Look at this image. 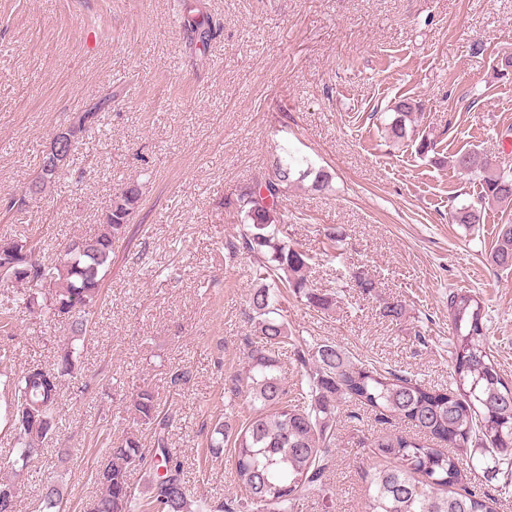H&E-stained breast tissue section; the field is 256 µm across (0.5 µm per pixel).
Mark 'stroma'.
Masks as SVG:
<instances>
[{"instance_id": "obj_1", "label": "stroma", "mask_w": 512, "mask_h": 512, "mask_svg": "<svg viewBox=\"0 0 512 512\" xmlns=\"http://www.w3.org/2000/svg\"><path fill=\"white\" fill-rule=\"evenodd\" d=\"M188 9L219 21L218 35L203 43L173 26ZM506 53L512 0H0V234L55 247L90 237L115 193L142 188L76 368L62 378L44 455L18 478L15 512H42L50 479L65 512H85L106 438L153 443L129 411L143 387L170 421L191 506L224 500L252 512L234 482L232 440L211 448L215 423L247 417L224 388L254 339L245 318L254 261L228 256L243 226L227 205L279 157L329 177L320 187L304 178L282 201L290 239L318 257L312 288L333 299L319 310L285 293L291 330L442 389L453 373L448 295L468 291L483 301L486 345L512 379V270L486 261L512 211L480 203L478 179L448 164L476 150L512 171V75L496 70ZM403 95L420 110L413 135L395 144L385 127ZM92 107L56 184L15 206L52 134ZM423 138L434 144L425 155ZM470 204L481 205L480 224L453 223ZM357 269L375 280L372 293L351 282ZM392 299L406 305L401 321L380 313ZM67 324L16 312L14 354L0 360V462L17 446L5 381L54 365ZM183 368L189 382L172 387ZM351 410L337 411L328 494L300 497L296 512H361L380 463L364 442L394 426ZM61 448L71 453L62 467L52 463Z\"/></svg>"}]
</instances>
